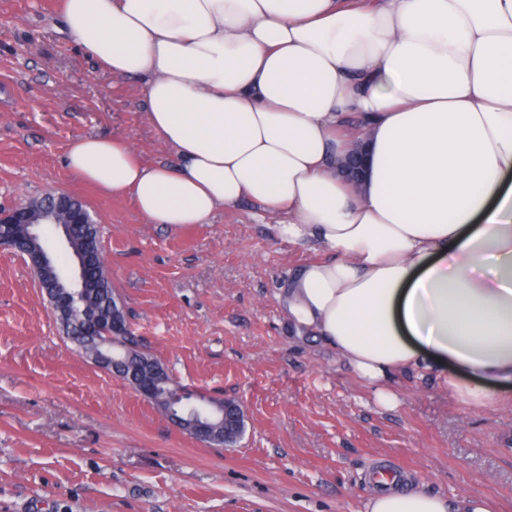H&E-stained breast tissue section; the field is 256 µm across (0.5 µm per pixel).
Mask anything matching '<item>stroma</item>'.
<instances>
[{
    "instance_id": "35a3bbf8",
    "label": "stroma",
    "mask_w": 512,
    "mask_h": 512,
    "mask_svg": "<svg viewBox=\"0 0 512 512\" xmlns=\"http://www.w3.org/2000/svg\"><path fill=\"white\" fill-rule=\"evenodd\" d=\"M63 0H0V205L67 192L94 214L112 288L138 347L187 390L240 403L230 448L175 427L68 342L33 274L0 247V512H364L370 469L512 512V400L477 406L436 375L398 372L400 404L312 334L278 294L311 251L242 202L209 223L150 224L64 165L71 139L169 153L141 82L116 77L62 31Z\"/></svg>"
}]
</instances>
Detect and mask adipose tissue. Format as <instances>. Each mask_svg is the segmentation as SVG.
I'll return each instance as SVG.
<instances>
[{"instance_id":"adipose-tissue-1","label":"adipose tissue","mask_w":512,"mask_h":512,"mask_svg":"<svg viewBox=\"0 0 512 512\" xmlns=\"http://www.w3.org/2000/svg\"><path fill=\"white\" fill-rule=\"evenodd\" d=\"M62 20L86 57L142 79L172 156L81 136L72 173L151 224L247 200L281 240L317 244L281 304L382 404L399 370L475 404L512 393V0H64ZM365 508L495 510L391 484Z\"/></svg>"}]
</instances>
